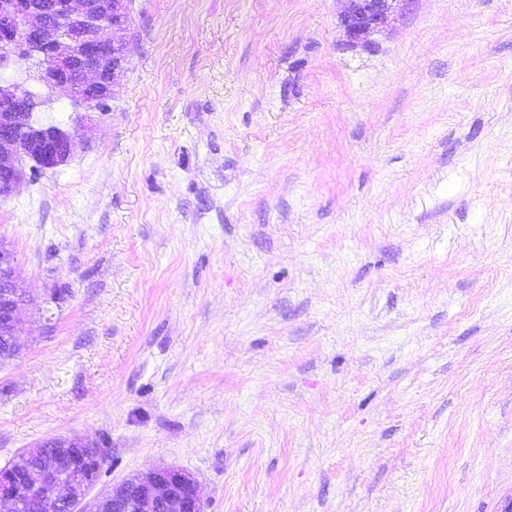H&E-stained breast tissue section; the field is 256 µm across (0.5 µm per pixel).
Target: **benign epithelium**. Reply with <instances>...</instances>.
<instances>
[{
    "mask_svg": "<svg viewBox=\"0 0 512 512\" xmlns=\"http://www.w3.org/2000/svg\"><path fill=\"white\" fill-rule=\"evenodd\" d=\"M340 16L348 45L365 47L389 16L412 0H348ZM129 0H0V198L14 194L27 172L56 169L72 154L75 139L90 132L33 120L46 101L65 98L85 112H103L124 72L128 55ZM17 255L0 239V361L20 350L33 299L18 287ZM56 452L34 471L13 460L0 467V512H20L35 494L67 512H204L199 483L189 472L155 467L112 483L91 502L90 474L105 462L99 444L81 437L51 438L19 456Z\"/></svg>",
    "mask_w": 512,
    "mask_h": 512,
    "instance_id": "benign-epithelium-1",
    "label": "benign epithelium"
}]
</instances>
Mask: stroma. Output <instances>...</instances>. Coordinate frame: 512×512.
<instances>
[{"instance_id": "35a3bbf8", "label": "stroma", "mask_w": 512, "mask_h": 512, "mask_svg": "<svg viewBox=\"0 0 512 512\" xmlns=\"http://www.w3.org/2000/svg\"><path fill=\"white\" fill-rule=\"evenodd\" d=\"M132 0L91 142L0 200L34 298L0 466L53 437L205 512L512 506V0ZM349 6L340 16L348 45L367 47L369 37L381 32L389 16L403 10L413 0H347Z\"/></svg>"}]
</instances>
